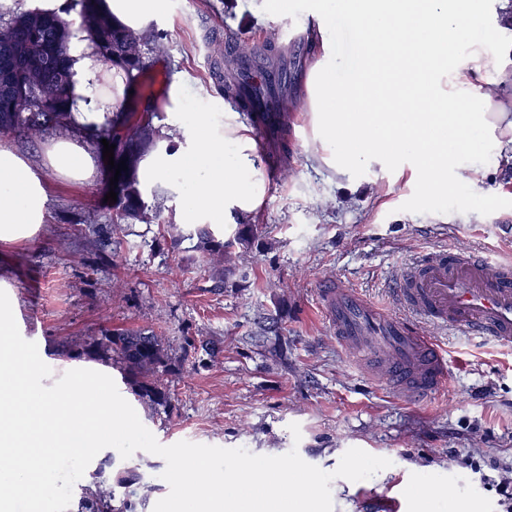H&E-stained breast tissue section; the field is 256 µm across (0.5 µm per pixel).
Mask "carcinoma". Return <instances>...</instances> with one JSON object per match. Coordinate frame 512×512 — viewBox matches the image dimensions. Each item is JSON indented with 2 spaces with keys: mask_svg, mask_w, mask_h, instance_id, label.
<instances>
[{
  "mask_svg": "<svg viewBox=\"0 0 512 512\" xmlns=\"http://www.w3.org/2000/svg\"><path fill=\"white\" fill-rule=\"evenodd\" d=\"M74 21L52 16H32L22 12L9 15L0 12V29L8 37L0 38V73L4 66L25 59L41 56L52 62L49 77L60 84L55 102L48 108L34 103L26 111H15L14 104L0 90V138L35 135L47 130L67 131L72 128L69 84L66 65L70 29ZM166 36L155 33L148 37L126 28L112 26L107 48H99L104 60L119 66L129 88L134 90L126 98L123 111L116 113L112 125L90 133L93 141L102 139L115 145L114 155L126 161L127 170L121 172L118 183L113 185L117 201L108 207L112 226L119 224H163L172 247H178L182 238L177 224L162 222L158 207L147 200L148 191L142 177L146 159L160 150L169 136L162 126L155 124V113L150 111L152 102V72L159 55L164 53ZM216 72L224 78V69L238 66L240 59L231 58L221 46L213 48ZM224 95L240 108L253 105L247 93L232 83H224ZM198 249L211 268L213 278L224 281L235 275L239 268L231 260L230 248L237 242L246 247L258 239V225L242 224L234 240L217 238L206 227L195 229ZM89 357L113 361L118 364L126 384L138 401L148 407H171L170 392L159 381L157 374L169 365V355L163 340L141 331L114 330L100 336H91L83 347ZM141 477L133 470L116 476L98 475L91 486L82 488L78 512H137L144 505L146 496L136 497L131 487Z\"/></svg>",
  "mask_w": 512,
  "mask_h": 512,
  "instance_id": "1",
  "label": "carcinoma"
}]
</instances>
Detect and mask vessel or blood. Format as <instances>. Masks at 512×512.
Here are the masks:
<instances>
[{"label":"vessel or blood","instance_id":"vessel-or-blood-1","mask_svg":"<svg viewBox=\"0 0 512 512\" xmlns=\"http://www.w3.org/2000/svg\"><path fill=\"white\" fill-rule=\"evenodd\" d=\"M397 310L380 307L344 285L322 303L341 345L368 358L378 379L414 401L440 395L448 366L429 330H451L512 347V258L439 249L413 261L393 290ZM429 329H422L421 321Z\"/></svg>","mask_w":512,"mask_h":512}]
</instances>
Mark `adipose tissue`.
Segmentation results:
<instances>
[{"mask_svg": "<svg viewBox=\"0 0 512 512\" xmlns=\"http://www.w3.org/2000/svg\"><path fill=\"white\" fill-rule=\"evenodd\" d=\"M100 8L114 23L142 32L165 13L167 0H101ZM339 9L366 36L363 65L342 86L331 78L336 59L326 31ZM477 27L489 37L496 31L466 0H320L308 32L318 49L305 80L314 132L310 160L342 176L373 164H406L429 192L452 184L480 191V173L464 159L480 138L512 161V113L492 109L496 101L512 99V58L473 48L458 57L453 87L443 82L449 54ZM93 42L73 28L71 122L81 129L110 126L127 92L124 78L113 74ZM228 142L234 145L229 156ZM47 161L69 181H87L94 172L81 138L52 143ZM173 173L188 224L223 223L226 212H254L263 198L255 144L231 113L221 125L204 112L187 115L172 150L158 154L142 176L164 186ZM46 203L37 175L12 146L0 143V241L31 237L44 221Z\"/></svg>", "mask_w": 512, "mask_h": 512, "instance_id": "1", "label": "adipose tissue"}]
</instances>
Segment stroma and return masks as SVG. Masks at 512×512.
Wrapping results in <instances>:
<instances>
[{"label": "stroma", "instance_id": "35a3bbf8", "mask_svg": "<svg viewBox=\"0 0 512 512\" xmlns=\"http://www.w3.org/2000/svg\"><path fill=\"white\" fill-rule=\"evenodd\" d=\"M317 2L288 0L287 11L260 24L245 0L228 6L169 0L156 25L168 36V54L155 66L157 100L181 78L185 109L221 122L223 84L212 74L211 51L220 41L287 46L288 100L299 102L314 60L305 22ZM286 24L296 43L276 38ZM57 138L54 131L10 138L40 174L47 205L33 237L0 242V279L12 286L19 332L37 344L45 364L62 367L87 337L107 330L153 333L170 345L173 361L160 379L172 406L135 411L160 444L186 440L266 456L294 449L327 472L356 447L391 465L366 480H333V512H383L387 499L396 512H448L452 498L467 512H502L497 494L448 451L512 466V349L434 331L449 385L438 400L411 401L364 373L319 306L321 290L336 282L392 306L397 275L438 247L497 256L511 251L512 173L500 170L492 152L476 158L483 169L479 195L465 187L432 194L410 175L379 167L344 177L309 161L310 126L303 113H292L289 165H271L266 151L258 153L265 178L263 203L252 215L259 243L235 247L241 272L219 288L194 241L170 249L155 224H130L114 245L92 246L89 226L109 221L103 152L91 148L95 175L74 183L44 165L45 149ZM263 314L279 322L278 346L249 342ZM189 337L220 341L222 352L210 367L193 368L192 354L183 350ZM293 423L300 437L290 432ZM126 467L149 485L145 509L153 512L169 492L160 479L165 460L145 451L114 456V470ZM424 486L435 492L426 507L417 496Z\"/></svg>", "mask_w": 512, "mask_h": 512}]
</instances>
